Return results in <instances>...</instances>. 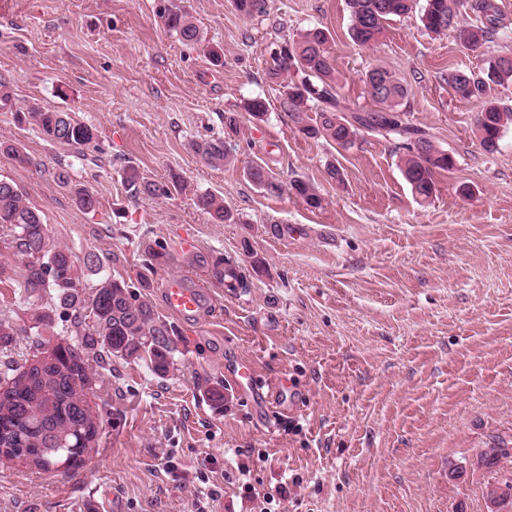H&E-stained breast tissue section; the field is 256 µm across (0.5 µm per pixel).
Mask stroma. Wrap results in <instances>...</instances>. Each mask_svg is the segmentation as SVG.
Returning a JSON list of instances; mask_svg holds the SVG:
<instances>
[{
	"instance_id": "1",
	"label": "stroma",
	"mask_w": 512,
	"mask_h": 512,
	"mask_svg": "<svg viewBox=\"0 0 512 512\" xmlns=\"http://www.w3.org/2000/svg\"><path fill=\"white\" fill-rule=\"evenodd\" d=\"M496 4L502 27L478 53L426 31L415 12L357 46L345 0H267L253 18L233 0H0V141L33 159L22 166L0 151V176L56 242L97 256L81 292L103 273L148 275L146 297L181 352L163 378L114 362L95 393L110 419L93 459L72 475L0 466V512H254L252 492L282 486L281 512H483L485 477L468 463L488 445L512 448V128L485 152L480 101L456 97L443 75L512 50V0ZM166 5L188 15L202 45L167 32ZM314 26L331 34L351 110L371 108L363 77L374 65L408 84L406 120L455 161L435 173L428 203L405 182L395 141L365 134L344 151L294 132L267 71L279 41ZM207 45L222 49L223 66ZM256 97L268 106L261 121L243 111ZM33 104L96 127V147L44 138L19 118ZM228 112L241 133L228 162L212 166L190 144L223 136ZM330 162L342 182L327 176ZM255 164L313 184L321 208L252 185L244 169ZM61 166L70 186L54 177ZM130 167L182 184L134 200ZM76 185L93 192L94 210L77 206ZM205 192L223 198L233 222L195 208ZM187 238L194 250H183ZM158 246L176 263L151 264ZM198 255L233 261L246 287L228 291L192 265ZM168 276L207 288L210 318L168 314L158 288ZM23 309L19 288L0 286L17 361L33 349ZM241 357L258 383H279L294 415L239 391L231 372ZM212 381L224 385L220 411L204 395ZM456 464L464 478L450 476Z\"/></svg>"
}]
</instances>
